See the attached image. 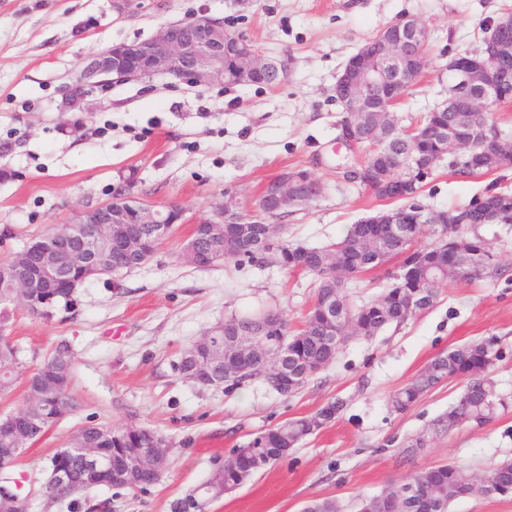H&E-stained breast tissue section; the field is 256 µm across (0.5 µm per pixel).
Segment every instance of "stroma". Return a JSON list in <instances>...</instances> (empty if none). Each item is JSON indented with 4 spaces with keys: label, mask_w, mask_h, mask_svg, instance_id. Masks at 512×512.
I'll return each instance as SVG.
<instances>
[{
    "label": "stroma",
    "mask_w": 512,
    "mask_h": 512,
    "mask_svg": "<svg viewBox=\"0 0 512 512\" xmlns=\"http://www.w3.org/2000/svg\"><path fill=\"white\" fill-rule=\"evenodd\" d=\"M507 13L512 0H0V229L9 230L0 258L124 191L178 205L188 218L148 263L114 282L86 283L73 313L10 321L15 342L38 358L67 346L78 401L7 472L29 512H69L43 494L47 466L88 425L147 427L178 443L162 481L139 497L87 491L94 501L111 499V512H170L238 446L333 401L341 407L332 422L211 512H300L327 498L338 512H358L363 499L425 468L450 463L481 476L512 460V275L441 290L406 323L352 338L292 396L259 381L203 388L174 368L188 346L231 317L277 307L291 325L302 324L315 291L312 275L277 266H190L180 249L192 220L228 196L249 213L268 179L309 166L324 191L280 219L289 242L321 248L361 218L392 209L335 170L346 151L336 141L341 112L332 88L344 63L398 18H419L430 65L396 108L407 125L447 99L448 61L475 49ZM203 15L223 19L262 56L285 61L281 83L201 88L158 76L113 85L78 106L67 97L94 52ZM491 188L512 193V167L463 178L443 162L419 201L445 209ZM488 337L500 351L490 371L499 402L492 420L438 428L466 388L462 378L407 411L392 409L393 394L431 358Z\"/></svg>",
    "instance_id": "35a3bbf8"
}]
</instances>
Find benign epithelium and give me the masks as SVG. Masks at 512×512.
Returning <instances> with one entry per match:
<instances>
[{
  "label": "benign epithelium",
  "mask_w": 512,
  "mask_h": 512,
  "mask_svg": "<svg viewBox=\"0 0 512 512\" xmlns=\"http://www.w3.org/2000/svg\"><path fill=\"white\" fill-rule=\"evenodd\" d=\"M427 38L425 25L417 18L406 16L384 27L370 41L361 46L345 63L336 79L333 94L342 111L349 113L348 121L338 126V143L351 154L362 152L365 139L361 135L367 117L391 119L398 123L395 106L405 96L411 75L422 72L428 65L423 53L413 55L408 46L424 49ZM494 45L491 53L476 51L477 58L467 62L459 57L448 61V99L441 103L446 112L458 111L465 102L467 111L489 115L496 111L505 93H512V16L498 18L484 37ZM234 49L233 68L227 71L224 63V45ZM286 64L262 57L253 43L239 32L224 27V20L210 17L190 18L161 26L150 38L142 41L114 44L93 55L91 62L71 85L70 96L86 99L94 92L105 91L117 83L148 82L157 76H171L193 87L215 85L247 86L256 84L261 75L274 77ZM448 154L473 170L483 168V154L476 142L448 127ZM410 179L417 182L422 174H431L435 160L409 151ZM357 177L364 178L376 192L388 200L403 197V186L387 174L374 175L362 167ZM295 173L285 171L269 180L258 196L254 210L240 214L229 201L216 204L211 213L197 221L201 233L189 236L181 258L188 264L208 269L229 259L227 246L250 237L256 243L255 252L264 253L276 233L277 225L270 223L272 214L299 202L293 195ZM499 194L488 192L472 201L471 208L487 216L494 223ZM426 219V208L404 206L378 212L359 220L369 227L384 226V230L398 234L407 224H420ZM187 220L184 211L171 205L147 202L139 197L119 194L111 200L80 211L75 218L59 226L52 233L0 261V274L14 275L16 288L10 314L17 312L37 314L42 305L53 298L51 292L65 293L74 298L87 282L112 275V246L116 245L143 265L148 262V250L143 238L130 234L126 224H150L156 240L167 238L178 224ZM383 235L366 233L361 238L363 271L383 266ZM407 254L414 255L408 265H397L393 271L395 286L406 293L413 311L423 309L430 302L424 289L413 286L421 252L415 244L408 246ZM321 314L337 325L336 346L342 347L352 337L356 322L347 317H336V305L328 302ZM198 345L209 351L238 349L244 354L239 371L251 369L258 361L276 376L282 389L292 393L301 386L298 377L288 370L287 350L279 333L265 337L261 348L240 338L229 322L214 328L198 340ZM189 369L185 379L202 385L207 365L189 350L185 356ZM46 397L44 392L28 393L29 410L13 411L0 416V425L17 441L26 438L34 425V413ZM261 444L266 462L275 463L284 458L288 449L280 447L281 433L274 429L262 432ZM172 449L166 441L155 444L148 452L140 448H80L65 449L51 467L48 479L58 489H67L75 480L71 461L82 463L81 478L87 488L100 485H128L141 471H147L156 484L164 477ZM257 459L245 452H237L227 459L224 468L242 484L257 470Z\"/></svg>",
  "instance_id": "7a95c632"
}]
</instances>
